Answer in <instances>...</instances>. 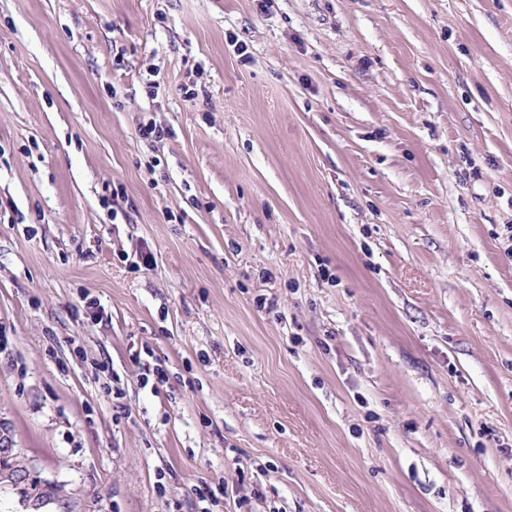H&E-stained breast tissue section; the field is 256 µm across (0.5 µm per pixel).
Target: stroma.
I'll return each mask as SVG.
<instances>
[{
  "mask_svg": "<svg viewBox=\"0 0 512 512\" xmlns=\"http://www.w3.org/2000/svg\"><path fill=\"white\" fill-rule=\"evenodd\" d=\"M0 436V512H512V0H0ZM36 477L32 475V469L29 463L25 460L21 461L15 470L2 469L0 470V485L15 487L34 501L39 495L38 489L43 488L40 484L37 485Z\"/></svg>",
  "mask_w": 512,
  "mask_h": 512,
  "instance_id": "obj_1",
  "label": "stroma"
}]
</instances>
